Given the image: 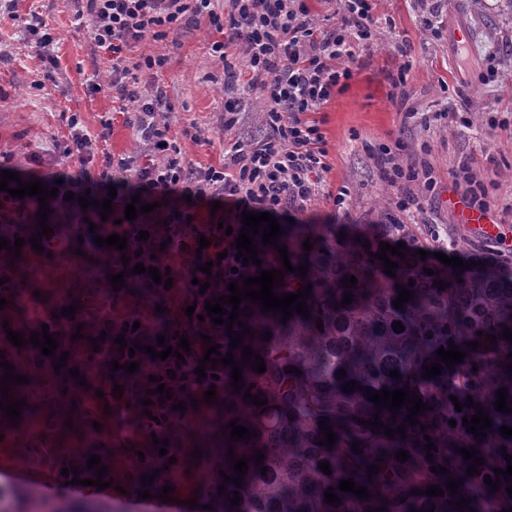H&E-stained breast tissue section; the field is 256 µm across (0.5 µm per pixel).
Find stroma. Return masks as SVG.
Instances as JSON below:
<instances>
[{
	"label": "stroma",
	"instance_id": "obj_1",
	"mask_svg": "<svg viewBox=\"0 0 512 512\" xmlns=\"http://www.w3.org/2000/svg\"><path fill=\"white\" fill-rule=\"evenodd\" d=\"M380 21L375 41L357 53L353 76L320 112L315 113L324 136L330 166L318 195L296 216L297 223L321 225L331 246L352 244L373 237L381 212L394 220L410 222L413 233L427 246L450 245L451 256L469 260L512 246V83L503 77V53L512 46V14L502 0H485L482 12H474L470 0H375ZM41 17L58 34L46 63L25 32L31 16ZM434 22L426 29L424 19ZM466 24L472 39L460 49L450 38L458 24ZM218 34L208 21L169 31L166 38L135 44L131 59L155 52L165 55L166 65L156 74H143L141 83L158 80L171 104L169 134L186 160L196 167L221 165L223 144L250 141L264 133L262 106L258 98L245 100L240 121L224 128V65L232 63L239 82L251 77L247 59L239 46L226 50L227 61L214 57L211 44ZM408 65L407 82L394 86L391 71ZM110 63L98 53L87 30L75 24L72 0H13L11 12L0 15V154L9 156L13 169L29 174L47 171L53 162L55 141L65 139L67 114L80 113L89 132H105L112 155L135 156L142 149L136 128L138 104L113 98L108 88ZM100 81L102 91L89 90ZM418 118L404 123L403 115ZM430 123H422L424 115ZM110 120L103 130L102 120ZM499 128H490V120ZM395 151L402 165L415 166L416 181L408 188L422 197L423 209L414 215L397 212L396 191L381 177L377 155L382 147ZM469 166L481 180L490 182L489 210L497 225V236H481L463 223L450 201L464 194L466 184L458 175ZM349 192L343 209H336L339 188ZM110 269L105 258L87 260L29 254L14 262L16 281L27 293H39L42 307L54 308L60 296L77 305L76 322L82 335L94 338L101 300L106 295ZM148 314L144 345L153 346L158 335L167 333L171 313L158 312L155 300L144 291L121 293L113 314L134 310ZM75 360L51 374L29 373V381L17 386V398L26 399L28 409L19 424L0 416V469L26 464L35 443V427L46 414H54L58 426L51 440L61 449L104 444L114 454L116 492L112 512H162L153 495L163 486H173L175 499H195L198 487L211 484L224 467V405L199 403L197 409L178 414L171 435L180 456L176 469L156 476L149 498H141V475L148 472L138 453L148 445L133 423L131 400L113 405L111 414L97 417L93 429L83 405L73 404L70 391L77 381L69 375ZM201 448L202 459L192 464V451ZM28 487L45 498L44 512H54L49 471L27 466Z\"/></svg>",
	"mask_w": 512,
	"mask_h": 512
}]
</instances>
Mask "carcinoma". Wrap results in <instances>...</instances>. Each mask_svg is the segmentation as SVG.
I'll use <instances>...</instances> for the list:
<instances>
[{
  "label": "carcinoma",
  "mask_w": 512,
  "mask_h": 512,
  "mask_svg": "<svg viewBox=\"0 0 512 512\" xmlns=\"http://www.w3.org/2000/svg\"><path fill=\"white\" fill-rule=\"evenodd\" d=\"M293 267L307 268L301 278L285 273L282 286L274 288L277 294L298 292L311 285V295L305 297L309 318L292 313L287 322L280 316L260 312V306L242 302L240 309L251 306L254 313L241 317L244 326L256 331L246 335L244 345L252 346L266 363V371L259 374L252 366L241 368L244 388L251 394L266 395L268 410L243 400V393L230 386L232 368L224 367V423L236 419L238 424L255 430L258 436L246 442L224 443L234 448L235 457L248 458V474L233 472L234 462L224 456V472L243 478L242 486L226 484L224 495H218V512H498L496 493L484 484L472 487L468 479L458 493L446 487L447 476L468 468L454 447L465 446V441L448 439V368L431 380L425 378L424 363L435 362L441 341L451 339L459 350L467 353L455 368L468 377L466 393L486 400V412L492 419L495 432L475 440L484 448L512 447V437L501 435L503 425L512 427V412L501 413L494 408L496 391L508 388V406L512 408V372L504 366L511 364L508 348L512 343L500 336L504 327L512 329V266L506 263L450 271L440 277L447 287L440 290L435 282L411 287L413 298L397 309L392 302L399 295L396 285L408 286L415 278L413 269L405 262L398 263L394 276L384 272L383 263L371 260L368 252L355 246L336 253L326 248L298 251L290 259ZM357 278L349 289L341 279ZM463 281H458V278ZM351 290L352 301L339 306L346 290ZM323 327H316L317 320ZM401 322L405 330L396 333L392 327ZM271 339H266V332ZM483 335H478V332ZM496 336L490 343L485 335ZM481 342L475 352H469L466 343ZM296 367L301 374L287 372ZM346 375L339 376L340 370ZM399 375L392 377L390 371ZM355 381L357 390L346 393L342 387ZM417 391L419 399L431 410L418 415L420 424L406 429L405 436L388 437L392 430L404 423L409 406L394 412L382 410L367 400L366 390L382 389ZM379 421L386 428L365 426L361 421ZM396 422H390L391 415ZM327 421L336 432L332 447L319 444L325 440L320 434L319 422ZM426 429H421L420 425ZM431 437L437 452L427 455L424 435ZM358 441L363 453L352 449ZM264 453L262 464L251 459L255 450ZM407 450L409 456L402 462L395 453ZM330 464L326 475L318 463ZM380 465L373 478L366 470ZM443 466L449 474H435L432 466ZM268 468L262 474V468ZM367 487L371 497L360 500L356 494L337 488L348 478ZM439 485L444 496L429 497L425 488ZM419 489L421 494L413 493ZM341 498V504L324 502L327 490ZM240 496V505L234 507L229 499ZM470 500V508L456 506L460 498Z\"/></svg>",
  "instance_id": "cac0c4a2"
}]
</instances>
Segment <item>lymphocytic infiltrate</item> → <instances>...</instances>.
I'll return each mask as SVG.
<instances>
[{"instance_id":"lymphocytic-infiltrate-1","label":"lymphocytic infiltrate","mask_w":512,"mask_h":512,"mask_svg":"<svg viewBox=\"0 0 512 512\" xmlns=\"http://www.w3.org/2000/svg\"><path fill=\"white\" fill-rule=\"evenodd\" d=\"M76 19L88 20L96 48L112 58L110 85L119 98L135 97V86L143 70L164 67V55L150 53L131 61L126 51L130 45L147 40H161L167 30L182 24L208 19L223 40L214 41L211 51L226 60L225 49L241 45L247 55L252 78L238 96L224 101V124L238 121L241 101L258 93L263 101L265 132L256 142L237 141L224 150L221 167L200 169L187 163L179 146L169 135L166 113L167 93L153 84L140 105L138 127L145 147L138 157L114 158L101 152L98 137L88 133L80 113L67 116V139L59 143L58 168L41 175L45 187H58L59 193L49 199L56 220L53 233L61 250L82 247L88 254L101 252L94 236L112 234L127 236L125 251L103 250L113 263L122 257L138 256L144 266L169 270L172 288L154 283L151 274L133 275L132 280L152 295H167L175 302L177 314L172 331L188 337L190 354L184 360L170 357L152 360L146 372L129 379L126 392L136 406L135 422L142 433L169 437L175 412L173 406L190 395L204 393L209 386L223 387V380L198 378L195 369L209 343H223L224 327L210 321L191 320L185 315L187 306L204 313V304L226 295L228 283L238 276L255 275L258 268H281L279 253L266 257L264 266L241 265L236 261L235 232L242 229L243 211L267 212L277 220L293 217L319 192L329 171L325 161L324 136L310 115L319 111L341 92L353 76L352 65L359 47L370 44L377 35L374 0H345L340 21L320 28L309 13L306 0H225L223 12L214 9L215 0H74ZM116 186L111 198L113 218L102 221L94 206L81 207L78 199L90 195L96 200L108 197L109 186ZM141 203L154 204L153 212L125 218L124 209L132 196ZM222 202L223 208L212 211L211 202ZM36 197L6 198L0 191V237L15 240L29 238L39 231ZM233 235H225V226ZM147 231V240H138L139 231ZM170 239L159 248L161 236ZM207 237L210 246L199 249V237ZM213 262L211 274L198 272L202 262ZM208 282L207 290H199L200 282ZM12 311L33 313L36 323L48 324L56 335L61 351L80 354V347L69 335V318L56 316L54 310L39 309L32 297L18 289H0ZM130 313L115 320L100 318L97 329L108 339L101 343L87 367L93 372L96 392L79 393V400L99 406L100 398L111 395L114 384L110 377L112 361L125 364L129 355L118 352L113 338L124 335L129 347L141 341L143 330L125 331V324L137 321ZM161 376L171 390L165 403H153L149 411L140 406L150 387L149 376ZM88 452L60 453L52 448L32 449L30 460L47 469L57 488L66 494H84L85 479L95 477L89 469ZM78 468L79 484L67 483L62 467Z\"/></svg>"}]
</instances>
